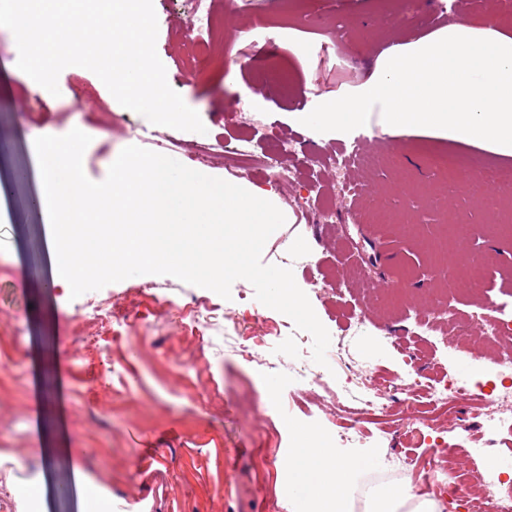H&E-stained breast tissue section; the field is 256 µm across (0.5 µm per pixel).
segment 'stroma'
Listing matches in <instances>:
<instances>
[{
	"instance_id": "35a3bbf8",
	"label": "stroma",
	"mask_w": 512,
	"mask_h": 512,
	"mask_svg": "<svg viewBox=\"0 0 512 512\" xmlns=\"http://www.w3.org/2000/svg\"><path fill=\"white\" fill-rule=\"evenodd\" d=\"M283 0H248L245 10L214 0L219 28L205 63L185 51L192 0H153L157 54L170 87L195 109L206 134L156 127L168 140L159 150L138 137L142 115L123 107L90 70L65 68L59 96H38L17 66L18 49L0 31V175L32 164L38 145L84 131L79 153L88 187L109 182L111 157L131 152L144 161L187 162L202 138L230 141L258 122L276 139L294 142L285 158L298 184L269 186L259 166L244 167L225 154L207 168L219 180L271 188L294 223L279 225L251 265L290 271L308 318L273 303L263 283L235 276L222 287L175 268L143 263L112 279L76 282L69 272L46 287L40 270L41 229L22 200L0 222V352L13 361L0 371V512H31L12 484L42 478L44 512H77L75 495H60L81 467L112 495V512H292L286 460L296 446L292 426L324 432L338 458L362 462L348 490L350 512H366V485L374 474L387 485L412 484L400 460L440 463L455 449L458 474L487 460L458 449L461 431L479 435L471 402L429 411L426 394L401 380V338L422 372L440 367L484 380L479 359L490 356L480 338L435 346L427 312L453 307L458 323L492 319L497 304L512 305V237L494 233L493 208L512 210V195L490 185L486 199L471 196L446 176L444 161L477 170L512 173V156L440 139L393 137L380 129L322 142L292 120L317 97L350 90L368 77L389 46L412 41L466 17L495 18L512 31L504 0H454L444 12L403 0H295L288 26L275 33L287 84L256 63L225 66L226 51H245L255 15L278 17ZM308 13L325 23H304ZM330 196L334 217L320 223L302 199L310 186ZM479 226V238L453 240V262L479 255L483 286L446 275L431 277L432 242L452 220ZM301 250L289 249V242ZM129 312L128 321L103 323L86 333L83 318L95 302ZM319 370L325 387L308 393L301 374ZM379 391L386 410L361 414L365 391ZM421 436L405 439L409 424ZM357 424L362 439L342 442ZM385 431L384 442L372 434ZM71 448L54 469H41L44 449Z\"/></svg>"
}]
</instances>
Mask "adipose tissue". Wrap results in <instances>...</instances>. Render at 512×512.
<instances>
[{
	"mask_svg": "<svg viewBox=\"0 0 512 512\" xmlns=\"http://www.w3.org/2000/svg\"><path fill=\"white\" fill-rule=\"evenodd\" d=\"M295 122L324 140L379 127L392 136H418L464 143L512 156V35L494 22L477 25L463 18L411 42L390 47L375 60L368 80L353 91L314 102L295 113ZM79 137L40 148L30 170L43 217L45 243L53 267L72 255L63 226L73 211L96 214L111 209L117 233L81 228L97 248L121 258L123 270L151 249L155 257L212 284L247 275L266 282L275 303L305 309L298 285L283 271L249 263L277 225L288 218L272 192L245 183L221 182L205 170L193 173L129 154L113 162L110 184L88 190L70 157ZM300 446L288 458L295 512H346L344 494L359 464L337 458L320 434L299 433ZM434 500L409 488H381L371 512H437Z\"/></svg>",
	"mask_w": 512,
	"mask_h": 512,
	"instance_id": "adipose-tissue-1",
	"label": "adipose tissue"
}]
</instances>
